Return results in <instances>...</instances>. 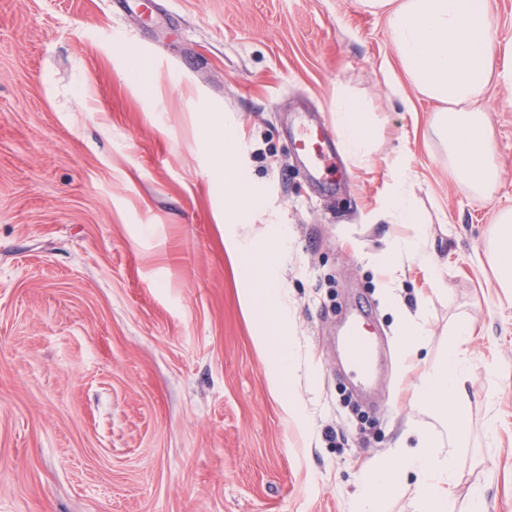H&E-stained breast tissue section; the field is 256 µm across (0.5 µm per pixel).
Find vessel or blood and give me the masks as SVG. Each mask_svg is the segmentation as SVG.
Wrapping results in <instances>:
<instances>
[{"instance_id":"b4317fda","label":"vessel or blood","mask_w":512,"mask_h":512,"mask_svg":"<svg viewBox=\"0 0 512 512\" xmlns=\"http://www.w3.org/2000/svg\"><path fill=\"white\" fill-rule=\"evenodd\" d=\"M298 155L310 165L315 181H323L324 173L338 162V153L332 133L322 125L304 124L295 144ZM368 310L362 302H355L353 311L342 327L337 347L354 376L363 387H371L374 380L376 348L366 325Z\"/></svg>"}]
</instances>
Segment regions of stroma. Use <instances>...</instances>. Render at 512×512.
I'll return each instance as SVG.
<instances>
[{"instance_id":"35a3bbf8","label":"stroma","mask_w":512,"mask_h":512,"mask_svg":"<svg viewBox=\"0 0 512 512\" xmlns=\"http://www.w3.org/2000/svg\"><path fill=\"white\" fill-rule=\"evenodd\" d=\"M405 80L386 17L358 0H137L120 15L109 0H0V512H355L367 465L408 425L446 438L415 390L461 320L474 375L452 512L477 489L486 512H512V303L486 252L512 207V90L483 95L499 180L480 197L450 177L428 135L436 105ZM341 90L379 132L368 162L341 154L326 193L294 140L311 120L335 128ZM206 112L233 115L260 190L253 262L285 232L302 371L279 394L215 218ZM400 163L433 275L385 260L413 234L385 216ZM357 299L380 341L375 407L336 355ZM396 301L424 306L418 358L396 346Z\"/></svg>"}]
</instances>
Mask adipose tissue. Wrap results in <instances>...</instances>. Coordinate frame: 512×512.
I'll return each mask as SVG.
<instances>
[{
    "label": "adipose tissue",
    "mask_w": 512,
    "mask_h": 512,
    "mask_svg": "<svg viewBox=\"0 0 512 512\" xmlns=\"http://www.w3.org/2000/svg\"><path fill=\"white\" fill-rule=\"evenodd\" d=\"M361 5L387 18L392 43L406 78L416 92L436 103L429 125L448 155V170L456 183L476 196L491 195L498 182L490 117L481 104L486 88L495 81L512 86V69L494 70L496 57L512 59V44H501L489 0H360ZM200 123L213 135L203 148L215 156L225 191L238 197V205L219 213L225 225L224 244L233 256L254 253L253 242L242 233L247 216L260 204L237 160L232 124L223 115L202 116ZM336 129L347 153L363 161L372 153V121L345 94L336 99ZM497 285L512 297V208L497 212L488 241ZM241 300L252 309L256 300L265 304L266 322L274 335L257 337L256 344L271 359L279 382L284 371L297 363L284 332L288 300L274 265L242 266ZM475 334L472 323H458L437 363L420 379L418 400L448 424V435L457 439L466 431L463 407L472 369L462 347ZM415 447L399 446L382 463L372 466L356 500L355 512H383L387 498L399 495L404 478L415 474L418 512H449V490L454 460L438 438L417 428Z\"/></svg>",
    "instance_id": "ef3b65f1"
}]
</instances>
